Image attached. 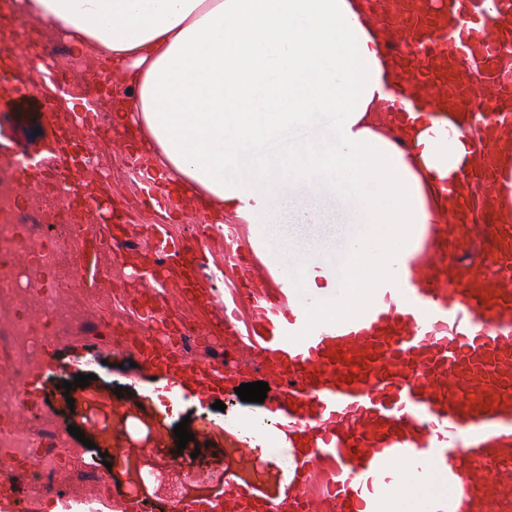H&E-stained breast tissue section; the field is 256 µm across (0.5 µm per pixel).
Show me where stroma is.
Segmentation results:
<instances>
[{"label": "stroma", "instance_id": "1", "mask_svg": "<svg viewBox=\"0 0 512 512\" xmlns=\"http://www.w3.org/2000/svg\"><path fill=\"white\" fill-rule=\"evenodd\" d=\"M44 55L61 73L62 89L43 82L26 100L0 102V145L15 153L36 152L52 139L53 129L45 118L47 109L63 112L66 98L82 97L98 66L93 56L69 50L60 57L49 49ZM73 142L89 156L90 176L103 179L106 184L116 207L117 224L111 229L114 236L122 238L150 226L159 230L161 238L181 246L195 241L200 233H208V252L197 272V281L210 289L212 307H198L188 294L176 292L165 308L168 315L209 333L216 306L223 304L233 287L232 277L220 279L211 275L212 270L224 266V243L217 227L205 226L202 215L189 210L165 213L143 204L139 171L147 159L139 150L136 137L101 130L86 135L74 133ZM291 199L296 209L309 216L310 233L325 232L333 237L331 250L321 258L324 267H340L348 246L376 230L372 224L352 223L336 196H316L300 187L292 191ZM102 231L103 223L98 220L85 225L78 236L68 241L77 263L72 271L74 287L63 301L75 313L80 327L73 336L54 345L62 364L60 370L48 373L39 368L33 372L24 393L26 417L15 422L16 428L26 433L45 420L66 435L74 460L59 469L46 456L42 467L55 469L59 485L74 494H98L107 500L112 498L114 489L131 490L137 482H144L150 488L146 502L157 512H173L176 501L167 492L170 486H178L179 499L186 502L216 500L223 498L226 479L232 475L242 477L268 498L283 497L288 490L285 457L273 448L259 457L243 453L239 434L228 427L230 420L263 415L267 403L244 402L236 393L222 390L199 391L175 400L168 384L146 379L142 368L133 365L131 356L116 355L114 337L147 334L141 319L142 306L151 294L160 292L163 283L153 279L151 269L143 266L145 247L129 251L123 260L93 250L92 241ZM79 373L92 375L90 387L63 391L62 382L73 380ZM119 387L128 394L130 416L125 439L134 454L112 466L111 484L97 487L85 481L81 468L86 462L101 465V451L112 442L113 432L106 427L105 414L110 409L109 395ZM218 400L223 403L219 410L213 407ZM182 422L188 432L194 433L195 446L210 447L209 455L171 461L168 450L176 445L173 429ZM72 426L83 431V439L69 436Z\"/></svg>", "mask_w": 512, "mask_h": 512}]
</instances>
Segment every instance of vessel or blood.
<instances>
[{
  "label": "vessel or blood",
  "instance_id": "vessel-or-blood-1",
  "mask_svg": "<svg viewBox=\"0 0 512 512\" xmlns=\"http://www.w3.org/2000/svg\"><path fill=\"white\" fill-rule=\"evenodd\" d=\"M393 33L384 51L400 65L398 124L431 138L461 132L458 184L444 224L414 225L408 247H366L374 278L361 312L315 317L296 279L269 283L257 256L224 227V259L238 267L252 305L247 346L278 394L272 423L235 420L244 448L289 449L287 512H321L304 494L329 460L321 490L333 512H380L395 493L414 512H512V224L495 188L512 156V0H385ZM144 371L180 388H236V362L173 363L167 343L122 339ZM236 512H269L268 499L231 484Z\"/></svg>",
  "mask_w": 512,
  "mask_h": 512
}]
</instances>
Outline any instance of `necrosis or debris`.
Returning <instances> with one entry per match:
<instances>
[{
    "instance_id": "obj_1",
    "label": "necrosis or debris",
    "mask_w": 512,
    "mask_h": 512,
    "mask_svg": "<svg viewBox=\"0 0 512 512\" xmlns=\"http://www.w3.org/2000/svg\"><path fill=\"white\" fill-rule=\"evenodd\" d=\"M17 165L16 158L0 154V234H9L15 225L23 223L29 224L31 234L38 237L52 227L73 229L75 220L66 201V166L57 165L53 180L26 209L19 210L10 198ZM71 264L72 255L61 238L49 239L45 250L36 253L31 261L32 272L38 275L42 270H50L53 283L38 288L36 313L26 321L19 317L17 309L10 303L9 273H0V367L7 375L6 383L0 385V407L22 405L28 377L39 363L45 340L50 337L65 340L74 330V320L66 313L56 294L57 289L71 287ZM0 446L23 456L36 448L51 452L66 448L61 435L46 422L41 424L37 433L23 435L1 423ZM24 480L35 494L54 495L60 512H101V498L82 497L61 489L52 472L28 473Z\"/></svg>"
}]
</instances>
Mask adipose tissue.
Instances as JSON below:
<instances>
[{"instance_id": "adipose-tissue-1", "label": "adipose tissue", "mask_w": 512, "mask_h": 512, "mask_svg": "<svg viewBox=\"0 0 512 512\" xmlns=\"http://www.w3.org/2000/svg\"><path fill=\"white\" fill-rule=\"evenodd\" d=\"M16 15L121 73L113 127L140 135L178 206L215 224L233 213L259 251L270 228L294 245L297 227L271 225L269 202L300 185L388 225V249L440 219L457 142L417 124L413 149L393 143L382 119L399 65L366 0H0V17ZM344 267L335 317L362 309L377 275L357 247Z\"/></svg>"}]
</instances>
